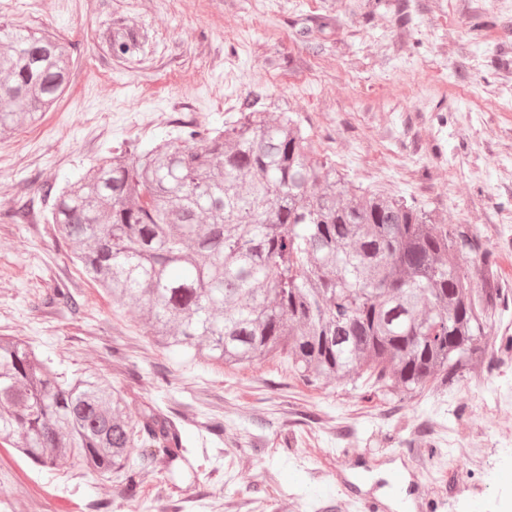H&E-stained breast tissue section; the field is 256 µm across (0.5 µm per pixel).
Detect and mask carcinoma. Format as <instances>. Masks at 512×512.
<instances>
[{
  "mask_svg": "<svg viewBox=\"0 0 512 512\" xmlns=\"http://www.w3.org/2000/svg\"><path fill=\"white\" fill-rule=\"evenodd\" d=\"M97 38L123 61L150 41L122 17ZM73 50L0 25L1 136L56 109ZM41 191L85 275L112 302L137 306L160 349L231 367L284 355L313 387L366 376L403 396L454 381L485 355L501 288L480 235L355 184L286 112L247 103L221 132L187 123ZM126 408L109 382L66 380L30 342L0 336V439L37 471L65 463L122 474L131 489L134 448L171 473L190 466L174 419L147 407L134 422Z\"/></svg>",
  "mask_w": 512,
  "mask_h": 512,
  "instance_id": "obj_1",
  "label": "carcinoma"
}]
</instances>
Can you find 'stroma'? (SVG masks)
Segmentation results:
<instances>
[{
	"mask_svg": "<svg viewBox=\"0 0 512 512\" xmlns=\"http://www.w3.org/2000/svg\"><path fill=\"white\" fill-rule=\"evenodd\" d=\"M151 35L140 63L111 56V17ZM35 28L77 45L69 90L38 126L0 139L25 156L0 168V336H18L69 374L112 381L138 416L148 404L187 429L199 483L135 457L124 480L37 473L0 442V512H364L384 466L417 478L396 512L433 498L442 512H512V0H73ZM222 85L223 98L210 94ZM290 112L317 153L363 186L467 224L497 263L503 301L484 363L453 385L403 398L366 380L305 385L285 357L228 367L155 347L139 309L117 306L54 236L40 187L63 185L126 144L223 127L245 99ZM166 111L163 124L148 123ZM23 210V222L14 212ZM66 285L79 306L57 305ZM224 440L199 437L210 419ZM477 435L484 464L453 455Z\"/></svg>",
	"mask_w": 512,
	"mask_h": 512,
	"instance_id": "obj_1",
	"label": "stroma"
}]
</instances>
